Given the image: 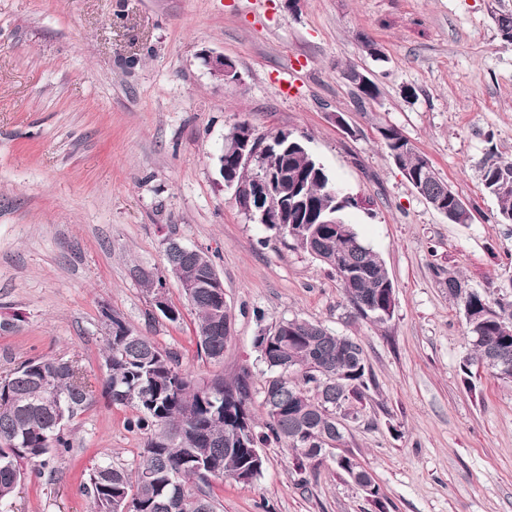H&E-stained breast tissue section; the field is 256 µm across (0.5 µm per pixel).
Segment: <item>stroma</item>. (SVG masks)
<instances>
[{
	"instance_id": "stroma-1",
	"label": "stroma",
	"mask_w": 512,
	"mask_h": 512,
	"mask_svg": "<svg viewBox=\"0 0 512 512\" xmlns=\"http://www.w3.org/2000/svg\"><path fill=\"white\" fill-rule=\"evenodd\" d=\"M505 12L512 0H0V377L54 356L94 390L57 470L25 476L0 512H92L100 458L138 460L134 409L103 393L106 309L198 383L250 368L257 402L260 327L299 317L360 343L372 381L337 451L373 474L380 503L328 460L298 484L292 450L270 444L252 482L212 480L217 512H512V382L484 367L462 382L465 318L441 285L451 273L494 302L512 275V224L481 180L487 152L512 162ZM208 52L237 80L213 78ZM351 66L379 88L361 110ZM241 121L306 139L356 198L345 217L385 263L390 321L356 315L334 272L238 208L217 156ZM387 126L469 223L416 192L381 143ZM169 237L213 256L233 315L222 361L198 351L175 279V322L139 282L138 270L163 272Z\"/></svg>"
}]
</instances>
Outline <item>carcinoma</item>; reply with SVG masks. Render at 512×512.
<instances>
[{"instance_id": "obj_1", "label": "carcinoma", "mask_w": 512, "mask_h": 512, "mask_svg": "<svg viewBox=\"0 0 512 512\" xmlns=\"http://www.w3.org/2000/svg\"><path fill=\"white\" fill-rule=\"evenodd\" d=\"M382 144L406 179L426 168L419 155L394 127L380 130ZM275 153L266 156V169L277 183L261 207L281 215L283 223L266 228L291 238L297 246L336 273L344 296L356 314L376 323L388 318L368 309L375 303L395 301L393 284L383 260L359 237L344 212L356 205L339 192L340 186L307 147H300L292 133L270 137ZM259 168L224 164V179L248 182ZM485 190L497 202V218L512 224V163L489 154L482 165ZM427 199L447 201L453 221L467 224L470 209H455L448 184L435 175L412 183ZM166 271L178 281L195 284L201 276L218 275L209 252L194 249L178 259H165ZM448 295L460 301L471 352L459 364L464 382L474 387L472 366L498 372L490 363L505 351L512 355V301L491 303L483 294L464 289L458 277L444 280ZM184 297L197 315L196 344L208 358L219 361L230 335L231 316L212 288H191ZM112 324L129 332L104 337L108 374L105 392L115 406L137 411L131 428L145 437L134 468L103 462L89 477L95 512H120L131 502L130 512H216L214 499L202 489L191 488L207 471L196 469V460H210L223 469V477L249 483L264 469V457L254 449L268 442L291 448L298 469L317 468L322 448L344 439L336 431V402L362 401L368 388L363 349L349 336H338L319 323L294 317L260 329L254 347L266 366L267 377L260 406L253 412L249 373L235 379L197 384L149 336L131 329L119 316ZM0 388V502L8 500L24 479V468L33 471L50 464L59 451L70 448L63 429L54 426V406L46 385L73 396L74 418L91 401L94 391L77 363L42 356L30 359L5 378ZM151 474L152 479L144 478Z\"/></svg>"}]
</instances>
